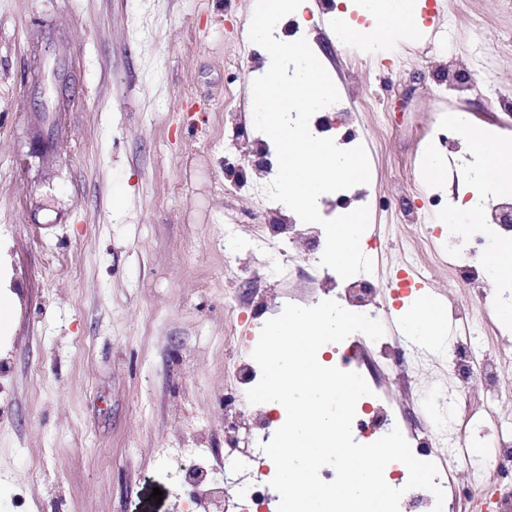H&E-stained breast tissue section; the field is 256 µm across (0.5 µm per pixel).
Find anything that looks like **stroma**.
Listing matches in <instances>:
<instances>
[{"label":"stroma","mask_w":512,"mask_h":512,"mask_svg":"<svg viewBox=\"0 0 512 512\" xmlns=\"http://www.w3.org/2000/svg\"><path fill=\"white\" fill-rule=\"evenodd\" d=\"M419 34L371 55L336 40L338 14L308 0L275 36L306 39L340 96L327 111L358 136L372 199L360 244L386 335L407 304L394 285L430 207L434 232L416 297L466 308L441 218L482 163L465 133L443 154L444 185L423 168L431 128L466 112L512 146V117L462 96L449 66L478 52L512 91V0H419ZM256 0H0V256L13 298L0 307V512H203L178 471L181 448L224 469V411L245 392L230 352L250 356L269 282L249 242L275 174L247 155L261 133L250 83L268 66L245 53ZM448 33L445 54L427 55ZM327 267L299 264L281 301L311 307ZM162 490L153 499V490Z\"/></svg>","instance_id":"obj_1"}]
</instances>
